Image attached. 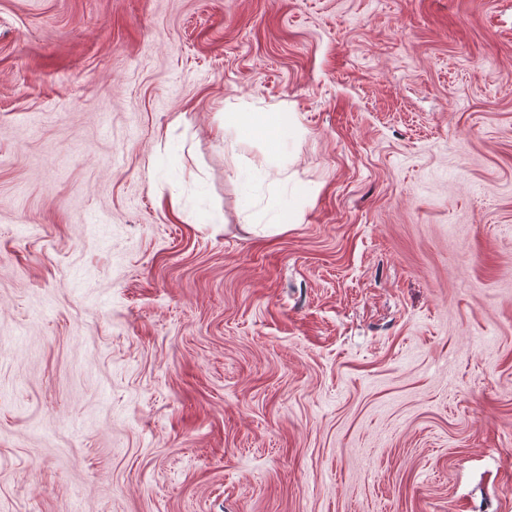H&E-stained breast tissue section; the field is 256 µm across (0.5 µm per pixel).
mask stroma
<instances>
[{
  "mask_svg": "<svg viewBox=\"0 0 512 512\" xmlns=\"http://www.w3.org/2000/svg\"><path fill=\"white\" fill-rule=\"evenodd\" d=\"M0 512H512V0H0Z\"/></svg>",
  "mask_w": 512,
  "mask_h": 512,
  "instance_id": "1",
  "label": "stroma"
}]
</instances>
